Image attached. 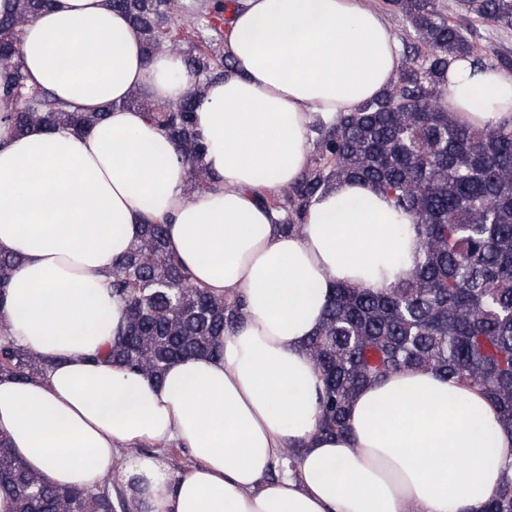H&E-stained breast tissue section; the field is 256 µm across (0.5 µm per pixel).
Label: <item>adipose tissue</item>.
<instances>
[{"label":"adipose tissue","mask_w":512,"mask_h":512,"mask_svg":"<svg viewBox=\"0 0 512 512\" xmlns=\"http://www.w3.org/2000/svg\"><path fill=\"white\" fill-rule=\"evenodd\" d=\"M234 67L199 83L180 55L146 56L110 0H52L21 28L29 78L81 112L74 134L16 132L0 99V253L20 257L0 317L46 375L0 377V432L46 483L91 489L112 450L174 443L195 466L135 458V512H480L512 462V432L477 389L417 368L361 389L346 430L317 428L323 388L306 344L335 287L385 286L416 264L410 215L363 181L328 189L284 233L267 196L293 185L313 129L390 88L399 40L370 0H230ZM209 188L132 91L174 103L194 89ZM440 107L475 127L512 125V70L454 63ZM166 224L194 283L242 299L217 357L163 381L104 360L124 323L109 282L143 226ZM299 453L288 466L285 449Z\"/></svg>","instance_id":"adipose-tissue-1"}]
</instances>
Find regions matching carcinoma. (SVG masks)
Instances as JSON below:
<instances>
[{
    "label": "carcinoma",
    "instance_id": "obj_1",
    "mask_svg": "<svg viewBox=\"0 0 512 512\" xmlns=\"http://www.w3.org/2000/svg\"><path fill=\"white\" fill-rule=\"evenodd\" d=\"M51 0H12L0 16V94L16 103L10 116L24 131L33 124L79 132L103 120L100 112H74L47 90L28 83L21 60L19 23ZM413 29L394 88L330 126L316 128L317 154L288 190L271 204L280 229L295 231L315 196L346 180L369 183L410 214L418 260L406 277L382 287H339L307 350L321 375L318 430L345 431L356 393L408 367L430 369L476 387L494 400L504 427L512 428V129L474 128L437 105L458 60L512 69L507 50H480L467 29L448 21L439 0H387ZM139 30L147 53L169 37L184 9L180 0H112ZM459 14L487 18L512 29V0H456ZM225 0H197V23L213 28ZM201 80L223 75L228 58L214 59L199 45L180 51ZM198 92L170 104L133 93L123 102L154 119L189 163V181L205 188L211 177L205 146L195 130ZM19 258L0 254V291ZM112 295L124 305L126 325L106 355L156 379L178 358L219 354L218 338L237 323L240 301H227L192 282L168 249L166 225L144 234L112 272ZM48 362L16 346L0 330V374L20 380L44 374ZM0 494L14 512H128L126 500L105 489L45 483L0 435ZM481 512H512V476L490 493Z\"/></svg>",
    "mask_w": 512,
    "mask_h": 512
}]
</instances>
